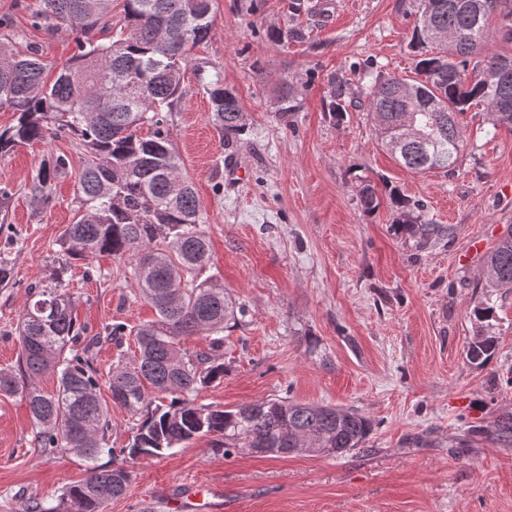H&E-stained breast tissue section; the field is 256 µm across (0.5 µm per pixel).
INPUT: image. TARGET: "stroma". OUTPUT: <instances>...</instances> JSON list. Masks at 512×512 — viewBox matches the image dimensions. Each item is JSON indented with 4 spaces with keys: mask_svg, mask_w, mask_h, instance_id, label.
<instances>
[{
    "mask_svg": "<svg viewBox=\"0 0 512 512\" xmlns=\"http://www.w3.org/2000/svg\"><path fill=\"white\" fill-rule=\"evenodd\" d=\"M409 0H212L214 35L195 48L169 116L172 142L205 217L208 273L245 310L224 330L223 382L197 401L226 407L290 397L358 410L373 425L364 448L342 457H224L209 439L132 466L124 496L106 512H194L190 495L221 512H512V448L483 437L455 442L472 425L512 410V291L492 297L497 347L484 365L466 350L482 257L512 224V130L486 113L461 116L466 142L456 167L420 175L380 144L365 90L374 74L414 77ZM39 0H0V41L34 48L51 68L77 51L76 35L34 26ZM301 24L305 40L275 43L271 27ZM220 77L247 130L225 143L211 121L203 80ZM348 84L341 117L329 112V77ZM288 113L277 110L282 89ZM67 161L49 196L38 173ZM84 152L67 136L0 154V369L15 367L17 323L31 285L45 279L59 241L77 218L74 193ZM376 189L366 211L359 189ZM398 188L420 201L423 224L453 232L431 246L393 229ZM79 321L102 337L94 365L108 381L134 357L135 339H108L113 324L135 327L153 307L132 288L130 263L76 261L66 276ZM20 396L0 395V512L54 503L86 475L82 459L36 450Z\"/></svg>",
    "mask_w": 512,
    "mask_h": 512,
    "instance_id": "stroma-1",
    "label": "stroma"
}]
</instances>
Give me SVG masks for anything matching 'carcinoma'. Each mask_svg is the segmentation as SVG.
Here are the masks:
<instances>
[{
	"mask_svg": "<svg viewBox=\"0 0 512 512\" xmlns=\"http://www.w3.org/2000/svg\"><path fill=\"white\" fill-rule=\"evenodd\" d=\"M112 0H40L33 25L50 24L78 35L77 53L44 81L45 64L36 53L21 55L0 43V109L16 112V124L0 131V153L22 143L66 134L85 152L77 177L79 218L68 225L59 245L68 260L30 288L18 324L17 370L0 371V394L20 395L34 423L36 446L61 457L76 456L86 476L67 487L58 505H29L30 512H105L130 481L128 465L163 457L192 440L208 436L230 456L252 448L264 456L294 454L344 456L365 446L370 420L355 409H337L286 398H269L225 409L195 403L204 387L224 380V327L244 309L224 287L201 278L210 261L200 230L204 217L192 183L183 174L171 140L169 113L179 99L180 75L191 50L214 31L209 0H125L119 30L112 29ZM416 16L410 47L417 52V78L379 75L367 92L368 112L382 145L415 174L454 169L465 141L458 116L482 108L493 127L512 129V75L504 76L512 56L489 46L488 21L499 19L498 34L512 42V0H485L486 8H467L469 0H412ZM446 29L436 42L425 33L426 17ZM306 36L300 26L272 28L277 43ZM212 120L227 142L243 135L245 118L235 93L220 78L204 83ZM329 111H345L346 84L329 81ZM148 126L143 137L139 130ZM58 156L38 175L35 192L49 195L51 182L65 169ZM390 198L400 208L396 230L423 249L445 229L420 224L423 204L398 190ZM107 254L130 258L133 287L156 310L157 318L134 329L137 356L119 363L109 378L107 404L98 397L99 372L89 359L99 337L85 335L73 315L65 276L73 260ZM470 287L481 290L473 308L486 323L467 349L472 364L485 363L496 350L490 331L493 293L512 289V226L484 256ZM209 337L207 349L189 352L181 342ZM56 377L55 391L40 386ZM140 415L131 440L120 449L108 445L112 406ZM502 448L512 447V410L468 428ZM112 455V468L97 464Z\"/></svg>",
	"mask_w": 512,
	"mask_h": 512,
	"instance_id": "1",
	"label": "carcinoma"
}]
</instances>
